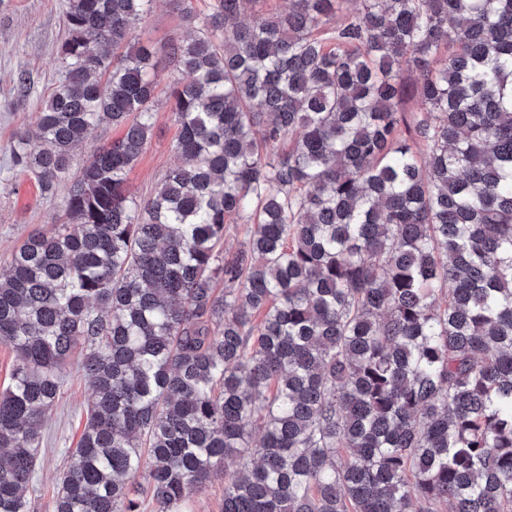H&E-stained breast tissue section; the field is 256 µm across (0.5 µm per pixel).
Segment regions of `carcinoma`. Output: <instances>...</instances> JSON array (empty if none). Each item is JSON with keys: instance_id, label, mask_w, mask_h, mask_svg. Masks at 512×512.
<instances>
[{"instance_id": "obj_1", "label": "carcinoma", "mask_w": 512, "mask_h": 512, "mask_svg": "<svg viewBox=\"0 0 512 512\" xmlns=\"http://www.w3.org/2000/svg\"><path fill=\"white\" fill-rule=\"evenodd\" d=\"M151 3L66 0L10 145L67 196L0 267V512H30L76 354L52 512H181L233 456L223 512H512V0H209L130 40ZM162 58L184 162L139 202ZM146 19L133 36L142 42L164 43L172 38L187 39L202 28L204 14L195 24L187 25L176 7V0H154ZM61 373L64 379L63 394L50 412L43 430L42 453L36 472L35 491L30 496V512H51L59 473L65 460V449L76 447L85 410L91 399V387L79 371L76 358L67 362Z\"/></svg>"}]
</instances>
